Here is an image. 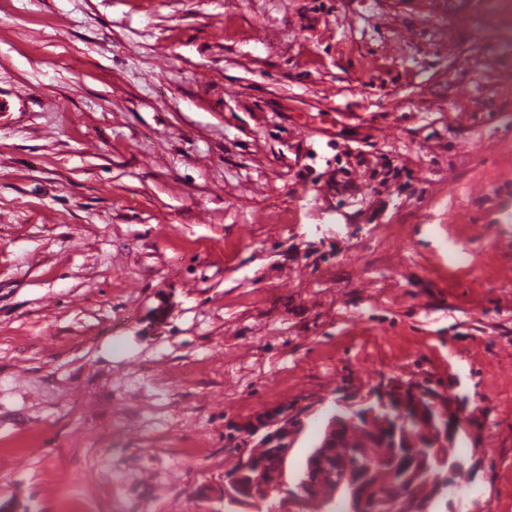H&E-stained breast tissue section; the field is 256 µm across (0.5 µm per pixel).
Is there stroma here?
Instances as JSON below:
<instances>
[{"label": "stroma", "instance_id": "stroma-1", "mask_svg": "<svg viewBox=\"0 0 512 512\" xmlns=\"http://www.w3.org/2000/svg\"><path fill=\"white\" fill-rule=\"evenodd\" d=\"M391 377L512 512V12L0 0V505L221 512L230 424L312 405L292 480Z\"/></svg>", "mask_w": 512, "mask_h": 512}]
</instances>
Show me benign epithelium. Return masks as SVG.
Masks as SVG:
<instances>
[{"instance_id":"7a95c632","label":"benign epithelium","mask_w":512,"mask_h":512,"mask_svg":"<svg viewBox=\"0 0 512 512\" xmlns=\"http://www.w3.org/2000/svg\"><path fill=\"white\" fill-rule=\"evenodd\" d=\"M303 409L277 407L267 409L236 426L241 435L237 462L224 480V501L236 505H253L275 496L273 512H313L320 488L312 480L313 472L328 470L342 453L340 438L353 426L363 429L376 424L384 446L393 449L389 461L404 456L412 458V468L429 472L436 491L464 461L450 459L444 448L452 444L460 426V416L447 397L428 391L417 384L395 379L353 404L336 401V410L325 419L323 434L310 453L308 469L294 487L285 486L284 475L289 453L305 428ZM429 418L431 422L418 434L406 430L409 422ZM277 449L278 466L266 470L265 463L246 454L249 447ZM348 493V512H395L397 505L375 492L369 475L360 470L339 469L337 489Z\"/></svg>"}]
</instances>
